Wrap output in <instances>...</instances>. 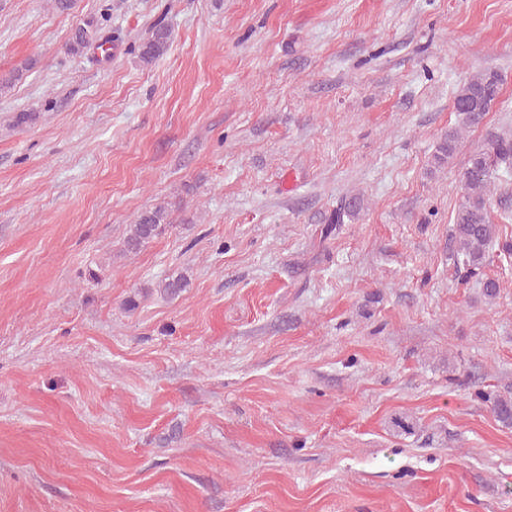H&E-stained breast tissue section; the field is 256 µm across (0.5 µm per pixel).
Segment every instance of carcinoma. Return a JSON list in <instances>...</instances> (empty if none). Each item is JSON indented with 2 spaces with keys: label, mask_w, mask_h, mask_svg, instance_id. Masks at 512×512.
Wrapping results in <instances>:
<instances>
[{
  "label": "carcinoma",
  "mask_w": 512,
  "mask_h": 512,
  "mask_svg": "<svg viewBox=\"0 0 512 512\" xmlns=\"http://www.w3.org/2000/svg\"><path fill=\"white\" fill-rule=\"evenodd\" d=\"M112 13L100 12L78 26L72 34L67 51L82 55L91 49L118 40L112 31ZM171 42V31L165 26L154 27L151 35L140 43L137 56L149 65L165 55ZM27 68L0 71V97L11 92L22 81ZM501 78L494 71L472 76L455 93L453 111L457 125L444 133L437 143L431 164L440 168L453 157L461 133L479 125L499 97ZM512 166V135L491 134L470 156L463 172L462 194L453 216L449 240L451 258L459 270L475 274L491 261L490 250L498 245L499 255L512 256V240H499L497 228L491 219L490 193L500 167ZM365 208V199L359 194L345 197L340 207L326 218L328 224H343L353 219ZM170 224L167 207L159 205L145 210L130 226L124 240L123 252L136 253L150 240L161 234ZM188 284L185 275L161 279L156 288L165 297H174ZM493 412L498 421L512 425V397L497 396L493 399Z\"/></svg>",
  "instance_id": "cac0c4a2"
}]
</instances>
